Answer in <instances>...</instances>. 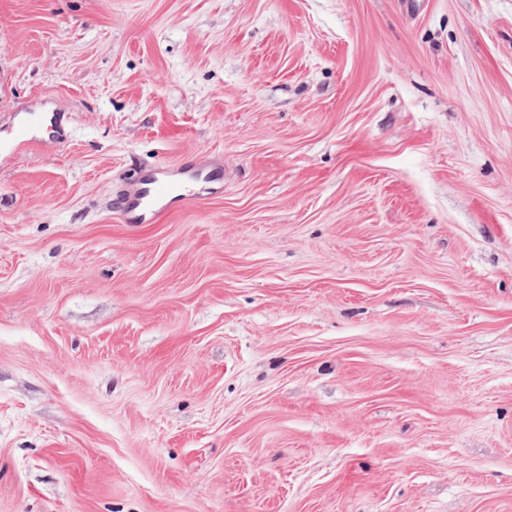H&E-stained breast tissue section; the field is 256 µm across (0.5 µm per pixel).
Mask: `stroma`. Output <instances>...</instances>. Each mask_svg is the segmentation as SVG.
Listing matches in <instances>:
<instances>
[{"label": "stroma", "instance_id": "35a3bbf8", "mask_svg": "<svg viewBox=\"0 0 512 512\" xmlns=\"http://www.w3.org/2000/svg\"><path fill=\"white\" fill-rule=\"evenodd\" d=\"M0 512H512V0H0ZM217 162H204L193 165L187 171L179 169L176 171L164 169H151L142 171L128 184L122 199L121 210L126 223L143 222L158 208H165L167 200L178 191L180 180L186 178L201 185V188L193 195L179 194L181 200L186 201L198 199L204 195L212 182L217 179L218 171L215 167ZM180 174V175H176Z\"/></svg>", "mask_w": 512, "mask_h": 512}]
</instances>
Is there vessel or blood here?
Wrapping results in <instances>:
<instances>
[{"instance_id": "b4317fda", "label": "vessel or blood", "mask_w": 512, "mask_h": 512, "mask_svg": "<svg viewBox=\"0 0 512 512\" xmlns=\"http://www.w3.org/2000/svg\"><path fill=\"white\" fill-rule=\"evenodd\" d=\"M217 176L218 171L211 162L194 165L180 176L172 170L151 169L141 172L131 180L122 196L124 220L129 224L145 221L177 192L181 179H189L206 189Z\"/></svg>"}]
</instances>
